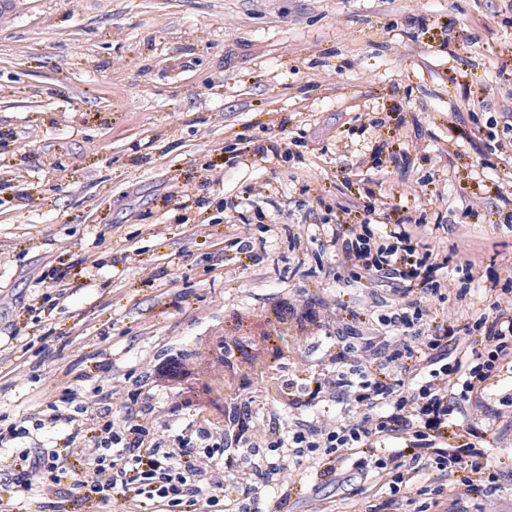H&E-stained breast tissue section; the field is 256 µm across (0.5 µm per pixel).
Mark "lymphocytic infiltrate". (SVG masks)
<instances>
[{"instance_id":"lymphocytic-infiltrate-1","label":"lymphocytic infiltrate","mask_w":512,"mask_h":512,"mask_svg":"<svg viewBox=\"0 0 512 512\" xmlns=\"http://www.w3.org/2000/svg\"><path fill=\"white\" fill-rule=\"evenodd\" d=\"M373 237L366 218L337 225L332 243L352 275L399 280L400 300L379 318L386 339L363 335L366 314L340 303L336 349L324 353L327 324L315 301L281 300L271 332L249 357L259 377H272L274 396L250 388L223 400L199 378L194 356L177 354L165 371L167 414H196L180 434L145 424L156 409L149 393H135L117 420L75 405L53 416L74 426L64 447L24 455L12 469L14 495L59 481L74 459L83 463L72 474L75 493L98 512H108L119 497L133 512L146 505L151 512H177L185 503L199 512H288L294 487L281 476L287 462L323 480L388 476L371 512H401L405 488L428 494L422 481L433 469L459 475L467 493L478 492L488 454L473 441L476 427L460 418L466 403L512 373V300L470 325L427 321L420 303L438 294L447 261L414 244L404 215L386 243L374 244ZM303 352L318 354L322 370L299 377L294 365ZM323 402L344 406V415L297 422V414Z\"/></svg>"}]
</instances>
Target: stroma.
Listing matches in <instances>:
<instances>
[{
	"mask_svg": "<svg viewBox=\"0 0 512 512\" xmlns=\"http://www.w3.org/2000/svg\"><path fill=\"white\" fill-rule=\"evenodd\" d=\"M505 142L491 152V139ZM375 207L456 265L429 317L460 325L512 282V0H9L0 9V453L15 512H91L70 478L13 500L20 451L55 446L67 398L119 411L157 364L283 297L383 314L331 232ZM257 259L242 267L237 237ZM465 416L512 512V374ZM375 477L295 512H370Z\"/></svg>",
	"mask_w": 512,
	"mask_h": 512,
	"instance_id": "35a3bbf8",
	"label": "stroma"
}]
</instances>
